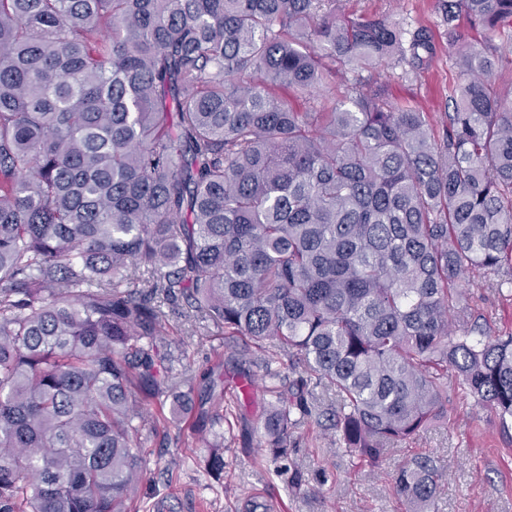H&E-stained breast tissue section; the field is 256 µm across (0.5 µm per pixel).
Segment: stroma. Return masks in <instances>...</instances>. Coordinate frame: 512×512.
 Wrapping results in <instances>:
<instances>
[{"mask_svg":"<svg viewBox=\"0 0 512 512\" xmlns=\"http://www.w3.org/2000/svg\"><path fill=\"white\" fill-rule=\"evenodd\" d=\"M346 16H384L407 28L428 29L435 55L421 74L406 65H385L374 74L387 96L429 113L442 126L449 88L464 82L448 47V28L442 20L441 0H342ZM469 303L493 331H512V297L500 294L488 280H475ZM168 340L176 369L187 370L197 391L206 380H231L239 369H250V358L225 348L220 336L191 331L181 310L168 314ZM448 424L421 432L387 452L376 469L353 470L343 450L330 447L315 419L296 428L292 463L273 462L254 452L229 450L222 475L208 472V449L187 423L159 428L143 444L146 475L133 504L136 512H246L248 496L267 504L269 512H398L391 487L395 469L410 455L435 458L444 472L436 512H512V431L501 428L498 417L473 400L451 396ZM306 478L302 490L290 487L293 468Z\"/></svg>","mask_w":512,"mask_h":512,"instance_id":"obj_1","label":"stroma"}]
</instances>
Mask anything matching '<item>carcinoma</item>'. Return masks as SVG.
<instances>
[{"label":"carcinoma","mask_w":512,"mask_h":512,"mask_svg":"<svg viewBox=\"0 0 512 512\" xmlns=\"http://www.w3.org/2000/svg\"><path fill=\"white\" fill-rule=\"evenodd\" d=\"M339 4L0 0V512H130L145 400L194 404L165 305L263 371L239 394L264 384L274 462L318 388L354 465L448 417L450 371L512 423V332L473 322L465 288L512 290V87L458 33L512 32V0H444L466 81L440 136L362 76L422 69L430 32ZM232 416L216 403L210 432ZM441 479L411 456L404 512Z\"/></svg>","instance_id":"cac0c4a2"}]
</instances>
